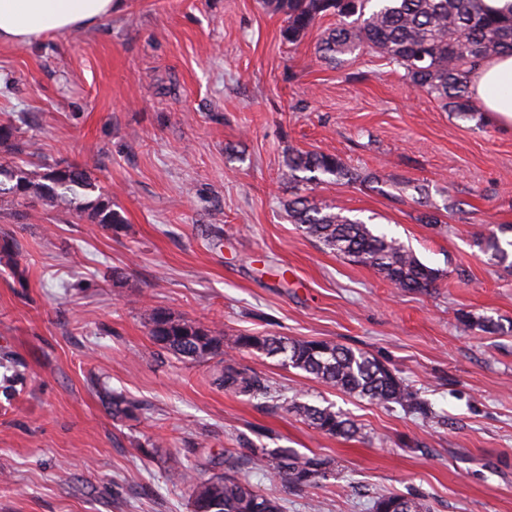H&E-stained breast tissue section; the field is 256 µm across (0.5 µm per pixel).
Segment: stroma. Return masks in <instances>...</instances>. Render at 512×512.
Listing matches in <instances>:
<instances>
[{
  "instance_id": "35a3bbf8",
  "label": "stroma",
  "mask_w": 512,
  "mask_h": 512,
  "mask_svg": "<svg viewBox=\"0 0 512 512\" xmlns=\"http://www.w3.org/2000/svg\"><path fill=\"white\" fill-rule=\"evenodd\" d=\"M300 43L262 0H116L76 34L0 44V121L49 160L87 169L124 218L0 198V512H191L167 454L210 476L225 451L294 448L335 475L296 493L249 472L283 512H370L415 494L431 512H512V270L476 243L512 226V129L457 117L401 71L359 55L340 67ZM339 155L372 182L280 179L288 150ZM314 195L409 244L442 270L426 293L336 257L285 212ZM436 216L420 222L422 213ZM216 333H268L370 352L432 418L329 389L278 358L238 354L275 404L224 391L212 369L154 343L144 307ZM135 401L113 418L106 396ZM329 402L362 427L342 440L288 409Z\"/></svg>"
}]
</instances>
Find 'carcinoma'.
<instances>
[{
  "label": "carcinoma",
  "instance_id": "1",
  "mask_svg": "<svg viewBox=\"0 0 512 512\" xmlns=\"http://www.w3.org/2000/svg\"><path fill=\"white\" fill-rule=\"evenodd\" d=\"M267 9L285 15L284 36L301 41L322 16L338 18L318 44V54L336 66L346 56L371 52L387 64L404 71L403 77L416 92L440 101L448 111L472 118L481 104L470 91L471 74L484 59L512 53V12H488L482 0H264ZM0 147L14 155L28 153L30 144L21 140L17 128L0 124ZM310 173L306 178L302 173ZM324 175L336 182L365 184L371 176L349 168L342 159L322 151H290L281 176L292 185L319 180ZM80 188L98 192L76 206L69 194ZM35 198L47 207H75L89 211L98 226L110 229L124 223L112 209V198L98 191L83 169L67 165L25 161L5 167L0 164V196ZM291 223L336 256L377 270L394 287L427 292L437 287L443 272L424 264L413 250L365 222L351 218L336 206L309 196H296L286 205ZM506 233L507 229H500ZM498 232V233H500ZM491 231L477 238V245L496 266L512 269V239ZM153 340L173 355L197 363L214 359L220 364L214 384L227 392L250 399L273 397L268 381L241 367L230 353L258 352L281 357L285 367L298 369L326 386L378 404H395L406 413L427 414L417 392L387 365L360 349L324 340H294L270 335L216 334L193 320L180 318L159 308L143 314ZM467 326L486 333L512 332L490 318L462 316ZM112 415L129 416L138 404L120 395L109 397ZM291 410L320 433L345 440L363 436L362 428L332 404L294 401ZM169 469L189 492L193 512H283L276 497L254 490L242 469H257L272 483L298 490L314 488L331 473L330 459L301 453L294 448H249L247 455L224 456V474L205 477L189 467L177 454L167 458ZM371 512H430L420 496L381 495L372 501Z\"/></svg>",
  "mask_w": 512,
  "mask_h": 512
}]
</instances>
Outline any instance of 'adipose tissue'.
Returning <instances> with one entry per match:
<instances>
[{"label":"adipose tissue","mask_w":512,"mask_h":512,"mask_svg":"<svg viewBox=\"0 0 512 512\" xmlns=\"http://www.w3.org/2000/svg\"><path fill=\"white\" fill-rule=\"evenodd\" d=\"M115 0H0V43L24 45L40 37L77 31L110 17ZM471 91L496 123L512 127V55L483 61Z\"/></svg>","instance_id":"adipose-tissue-1"}]
</instances>
